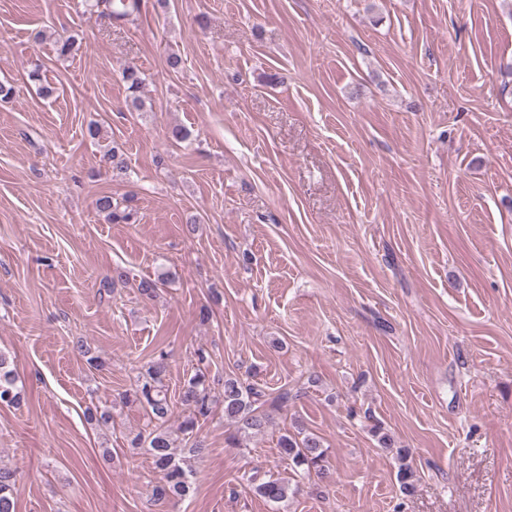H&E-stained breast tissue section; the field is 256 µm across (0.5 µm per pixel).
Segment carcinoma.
I'll list each match as a JSON object with an SVG mask.
<instances>
[{"mask_svg": "<svg viewBox=\"0 0 512 512\" xmlns=\"http://www.w3.org/2000/svg\"><path fill=\"white\" fill-rule=\"evenodd\" d=\"M145 0H92L91 7L100 14L119 22L141 14ZM131 105L138 109L141 106L139 96L143 85L140 69L135 65H127L122 71ZM98 211L105 215L110 223L128 224L133 214L122 210L114 203L112 196L102 195L96 201ZM166 355L160 354L145 373L138 376L135 388L123 395L127 404H136L146 410L152 428L138 434L132 440V447L143 448L151 456L154 469L159 474V480L152 486V496L156 501H167L186 496L191 489L193 471L188 462L199 458L204 453L200 444L189 449V455L178 459L172 452L173 442L165 424L171 414L170 399L164 388L163 378L166 373ZM224 406V417L235 426L229 441L238 448L246 447V440L254 433L264 429L268 422L266 415L258 412L263 404L265 394L257 385L241 381L237 378H224L223 390L219 393ZM179 398L187 409L188 416L181 424L185 434H191L199 420L209 417L212 413L215 399L210 394L207 372L197 368L181 387ZM21 401V388L17 385V376L9 368V358L0 351V407L14 406ZM379 448L396 450L400 465L397 480L405 493H412L417 488V471L408 461V451L396 447L394 437L383 431L379 426L373 428ZM280 454L288 459L295 468H301L307 474H313L320 479L330 477V466L327 464V453L321 439L314 433L297 432L284 434L279 440ZM15 472L0 468V512H15L14 501ZM255 490L265 500L278 504L288 499L290 487L282 478H269L259 483Z\"/></svg>", "mask_w": 512, "mask_h": 512, "instance_id": "1", "label": "carcinoma"}]
</instances>
